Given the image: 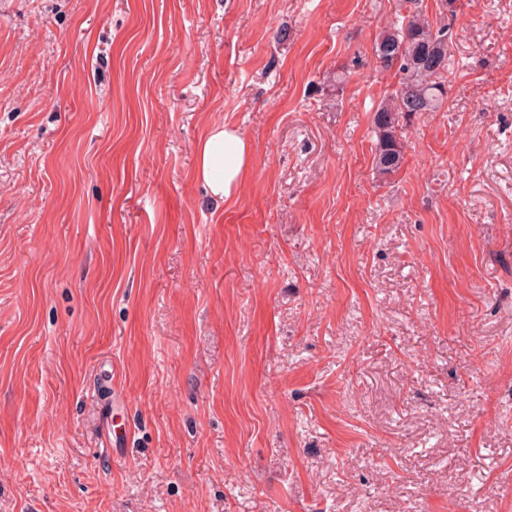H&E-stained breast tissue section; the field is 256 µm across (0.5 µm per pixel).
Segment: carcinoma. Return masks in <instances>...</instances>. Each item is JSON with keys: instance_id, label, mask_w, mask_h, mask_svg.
<instances>
[{"instance_id": "obj_1", "label": "carcinoma", "mask_w": 512, "mask_h": 512, "mask_svg": "<svg viewBox=\"0 0 512 512\" xmlns=\"http://www.w3.org/2000/svg\"><path fill=\"white\" fill-rule=\"evenodd\" d=\"M396 24L381 31L373 52L377 63L399 75V87L382 100L373 115L375 169L382 177L397 173L404 160V117L436 112L448 98V26L433 25L418 0Z\"/></svg>"}]
</instances>
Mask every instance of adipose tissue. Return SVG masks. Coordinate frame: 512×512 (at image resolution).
I'll return each mask as SVG.
<instances>
[{
  "label": "adipose tissue",
  "instance_id": "ef3b65f1",
  "mask_svg": "<svg viewBox=\"0 0 512 512\" xmlns=\"http://www.w3.org/2000/svg\"><path fill=\"white\" fill-rule=\"evenodd\" d=\"M251 161L247 138L238 129L216 123L196 147L195 179L210 197L226 201L238 192Z\"/></svg>",
  "mask_w": 512,
  "mask_h": 512
}]
</instances>
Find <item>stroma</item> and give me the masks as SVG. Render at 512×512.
<instances>
[{
  "mask_svg": "<svg viewBox=\"0 0 512 512\" xmlns=\"http://www.w3.org/2000/svg\"><path fill=\"white\" fill-rule=\"evenodd\" d=\"M421 7L384 179L403 0H0V512H512V0ZM406 15L381 31L373 52L385 70L396 69L399 87L383 99L373 115L376 135L375 169L381 177L397 173L404 160V117L436 112L448 98V25H433L419 9V1H406ZM251 161L247 138L236 128L216 123L196 147L195 179L210 197L224 202L238 192Z\"/></svg>",
  "mask_w": 512,
  "mask_h": 512,
  "instance_id": "1",
  "label": "stroma"
}]
</instances>
